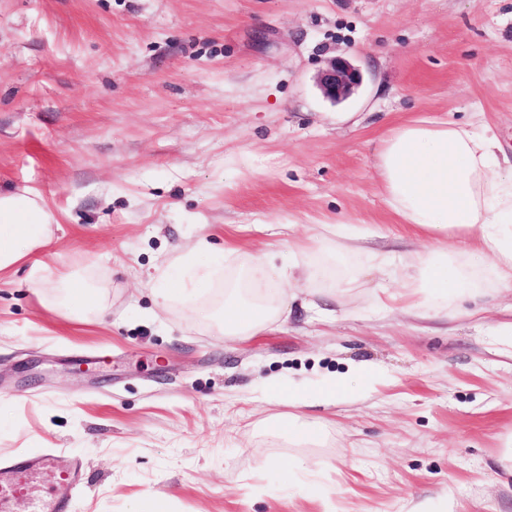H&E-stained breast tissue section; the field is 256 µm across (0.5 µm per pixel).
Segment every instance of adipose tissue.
<instances>
[{
  "label": "adipose tissue",
  "instance_id": "adipose-tissue-1",
  "mask_svg": "<svg viewBox=\"0 0 512 512\" xmlns=\"http://www.w3.org/2000/svg\"><path fill=\"white\" fill-rule=\"evenodd\" d=\"M393 212L427 240L400 273L402 297H462L482 275L512 288V169L498 159L494 136L445 119H414L380 142L375 164ZM56 218L35 193H0V273L23 265L49 239ZM294 268L252 259L241 284L226 290L219 326L251 335L288 303L278 281Z\"/></svg>",
  "mask_w": 512,
  "mask_h": 512
}]
</instances>
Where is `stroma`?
<instances>
[{"label":"stroma","mask_w":512,"mask_h":512,"mask_svg":"<svg viewBox=\"0 0 512 512\" xmlns=\"http://www.w3.org/2000/svg\"><path fill=\"white\" fill-rule=\"evenodd\" d=\"M334 57L362 74L337 104ZM425 115L512 160V0H0V191L44 199L40 259L97 296L73 319L30 266L0 274V458L77 457L76 512H512V288L377 298L425 242L374 150ZM201 237L200 310L161 302ZM291 254L312 289L219 332L248 261ZM344 375L362 392L314 402ZM361 75L346 59H330L318 73L316 83L323 96L333 103L346 100L361 84Z\"/></svg>","instance_id":"stroma-1"}]
</instances>
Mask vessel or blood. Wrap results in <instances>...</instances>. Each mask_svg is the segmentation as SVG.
I'll return each mask as SVG.
<instances>
[{"instance_id": "1", "label": "vessel or blood", "mask_w": 512, "mask_h": 512, "mask_svg": "<svg viewBox=\"0 0 512 512\" xmlns=\"http://www.w3.org/2000/svg\"><path fill=\"white\" fill-rule=\"evenodd\" d=\"M47 477L52 492L36 512H75L76 496L84 485L78 461L62 453L20 454L0 460V512H10L12 501L33 476Z\"/></svg>"}]
</instances>
